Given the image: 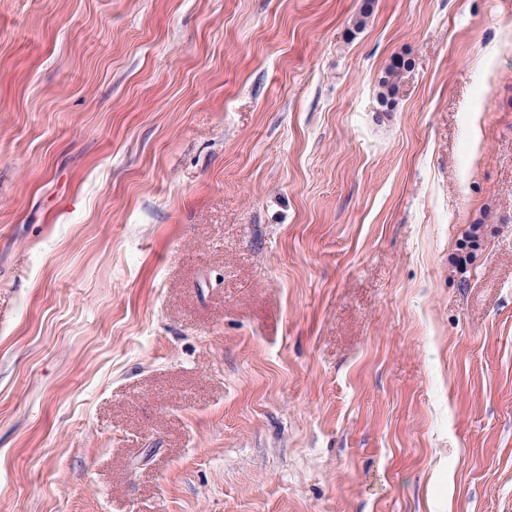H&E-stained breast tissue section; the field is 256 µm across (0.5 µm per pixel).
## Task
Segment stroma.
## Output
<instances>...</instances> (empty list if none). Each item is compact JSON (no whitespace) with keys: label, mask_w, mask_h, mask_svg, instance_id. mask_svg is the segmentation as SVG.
Here are the masks:
<instances>
[{"label":"stroma","mask_w":512,"mask_h":512,"mask_svg":"<svg viewBox=\"0 0 512 512\" xmlns=\"http://www.w3.org/2000/svg\"><path fill=\"white\" fill-rule=\"evenodd\" d=\"M0 512H512V0H0ZM409 64L405 60H395L382 72L378 84V99L385 112H389L399 92L401 80L408 70Z\"/></svg>","instance_id":"stroma-1"}]
</instances>
